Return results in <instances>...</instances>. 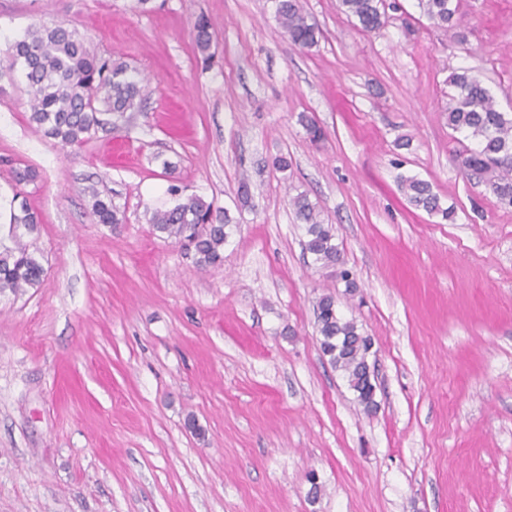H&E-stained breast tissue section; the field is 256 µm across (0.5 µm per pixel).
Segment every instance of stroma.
<instances>
[{"label": "stroma", "mask_w": 512, "mask_h": 512, "mask_svg": "<svg viewBox=\"0 0 512 512\" xmlns=\"http://www.w3.org/2000/svg\"><path fill=\"white\" fill-rule=\"evenodd\" d=\"M385 4L365 33L304 0L322 36L303 50L273 0H0V209L35 169L20 242L45 271L0 293V512H512V207L460 170L473 142L447 119L464 67L512 113V0H458L460 40ZM38 20L147 76L141 109L75 149L37 133L6 43ZM173 185L237 224L221 269L154 232ZM300 192L356 292L304 252ZM326 293L373 340L372 413L320 350ZM399 186L410 205L428 214L439 215L445 221L452 218V210L441 205L439 196L428 181L416 176H400Z\"/></svg>", "instance_id": "stroma-1"}]
</instances>
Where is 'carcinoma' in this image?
Segmentation results:
<instances>
[{
	"mask_svg": "<svg viewBox=\"0 0 512 512\" xmlns=\"http://www.w3.org/2000/svg\"><path fill=\"white\" fill-rule=\"evenodd\" d=\"M275 16L289 40L304 49L317 45L319 29L308 22L302 0H274ZM433 28L460 35L461 18L454 0H418ZM339 6L354 17L364 31L381 28L385 19L384 0H339ZM195 45L205 55L212 42L210 25L204 18L195 26ZM14 64H21L30 100V122L43 136L63 147H78L112 120L137 109L146 89L137 71L124 62L97 56L89 51L74 29L37 22L8 46ZM448 127L476 142V148L459 155L460 166L483 177L500 204L512 206V113L496 109L493 97L478 75L468 69L449 79ZM399 186L410 205L444 221L452 210L443 207L432 184L416 176L399 177ZM174 205L153 213L156 232L173 239L193 253L196 263L219 269L224 263V246L232 236L230 220L199 196H181L170 189ZM295 217L306 226L305 249L324 268L343 265L335 243L333 226L321 219L308 194L292 197ZM92 213L100 224H118L112 202L93 195ZM12 233L18 227L32 232L39 218L26 203L11 216ZM44 268L22 245L0 251V292H13L41 285ZM320 344L329 364L341 372L359 405L367 413L377 407L375 386L368 373V356L373 342L356 321L344 318L331 294L316 302Z\"/></svg>",
	"mask_w": 512,
	"mask_h": 512,
	"instance_id": "1",
	"label": "carcinoma"
}]
</instances>
